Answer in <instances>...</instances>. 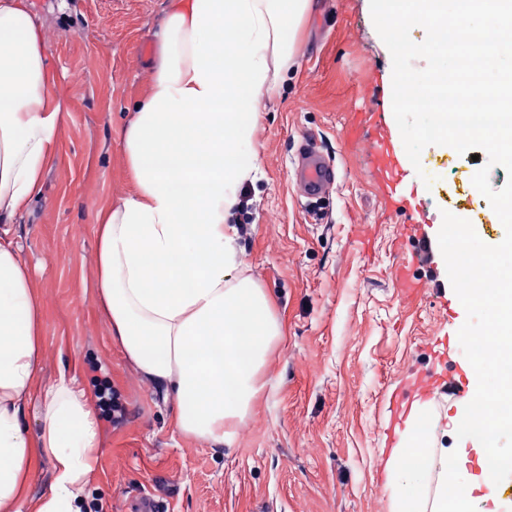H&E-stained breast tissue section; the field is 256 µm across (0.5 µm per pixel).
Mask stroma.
Segmentation results:
<instances>
[{
  "mask_svg": "<svg viewBox=\"0 0 512 512\" xmlns=\"http://www.w3.org/2000/svg\"><path fill=\"white\" fill-rule=\"evenodd\" d=\"M30 8L62 107L41 195L12 226L45 306L40 380L65 369L94 392L108 380L126 409L121 422L101 424L91 512H130L143 496L162 512H392L386 467L412 431L393 397L463 361L466 313L448 308L456 294L443 257L441 285L422 301L395 288L408 217L386 204L364 148L347 143L350 125L367 118L371 83L392 80L370 0H313L288 65L267 59L278 91L262 102L253 137L260 167L243 183L233 221L238 270L265 288L285 339L268 359L271 387L230 448L174 431L173 400L112 339L93 288L95 211L136 191L119 132L149 91L170 0H30ZM306 140L339 169L320 200L301 197L291 179ZM421 159L422 170L400 168L420 231L436 235L448 211L486 244L504 238L472 185L468 156L430 145Z\"/></svg>",
  "mask_w": 512,
  "mask_h": 512,
  "instance_id": "stroma-1",
  "label": "stroma"
}]
</instances>
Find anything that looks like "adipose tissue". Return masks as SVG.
I'll use <instances>...</instances> for the list:
<instances>
[{"instance_id":"adipose-tissue-1","label":"adipose tissue","mask_w":512,"mask_h":512,"mask_svg":"<svg viewBox=\"0 0 512 512\" xmlns=\"http://www.w3.org/2000/svg\"><path fill=\"white\" fill-rule=\"evenodd\" d=\"M312 0H174L147 98L120 138L133 196L95 214L96 288L110 334L171 396L173 427L233 447L269 387L266 362L284 336L267 293L238 273L229 224L262 100L277 90L267 54L288 61ZM49 49L29 0H0V223L39 196L56 155L62 110ZM45 311L17 242L0 234V512H84L98 460L99 417L76 376L38 382ZM36 429H28L25 414ZM53 480L28 487L42 458ZM394 512H422L421 477L438 471L431 512H464L472 489L448 451L412 435L395 449Z\"/></svg>"}]
</instances>
